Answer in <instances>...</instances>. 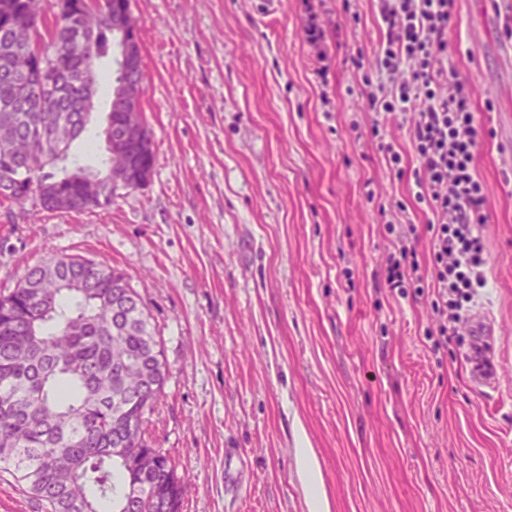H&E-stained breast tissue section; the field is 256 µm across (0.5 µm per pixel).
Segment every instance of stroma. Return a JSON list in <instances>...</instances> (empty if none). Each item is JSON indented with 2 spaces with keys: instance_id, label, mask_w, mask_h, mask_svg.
<instances>
[{
  "instance_id": "1",
  "label": "stroma",
  "mask_w": 512,
  "mask_h": 512,
  "mask_svg": "<svg viewBox=\"0 0 512 512\" xmlns=\"http://www.w3.org/2000/svg\"><path fill=\"white\" fill-rule=\"evenodd\" d=\"M131 0L153 134L150 181L112 206L0 203V292L78 254L126 271L162 340L147 416L186 488L180 512H309L311 449L330 512H512V0H456L448 60L491 136L475 155L499 388H473L467 335L440 348L432 296L382 272L431 213L401 115L368 106L385 25L378 0ZM362 57V67L353 58ZM401 154L393 171L371 136ZM394 232H387V224ZM244 489L224 488L226 449Z\"/></svg>"
}]
</instances>
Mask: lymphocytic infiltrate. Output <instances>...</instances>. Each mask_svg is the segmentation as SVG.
Returning <instances> with one entry per match:
<instances>
[{"label": "lymphocytic infiltrate", "instance_id": "1", "mask_svg": "<svg viewBox=\"0 0 512 512\" xmlns=\"http://www.w3.org/2000/svg\"><path fill=\"white\" fill-rule=\"evenodd\" d=\"M454 7L455 0H381L387 37L377 56L379 90L366 95L373 111L409 116L419 161L415 197L432 214L429 275L419 272V236L411 225L387 260L384 281L401 295L428 284L443 348L457 333L465 303L486 287L489 264L479 232L488 220V196L475 152L491 130L475 116L471 84L448 66Z\"/></svg>", "mask_w": 512, "mask_h": 512}]
</instances>
